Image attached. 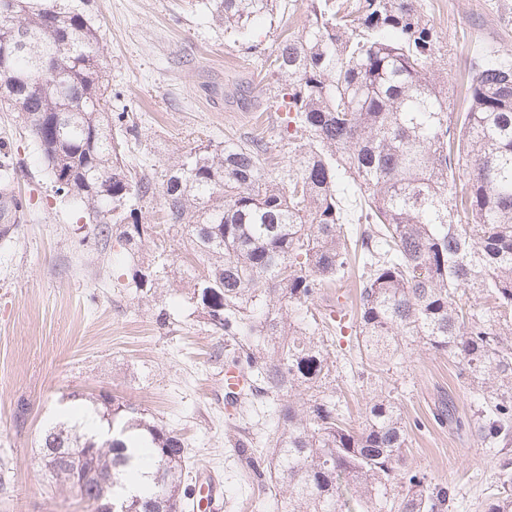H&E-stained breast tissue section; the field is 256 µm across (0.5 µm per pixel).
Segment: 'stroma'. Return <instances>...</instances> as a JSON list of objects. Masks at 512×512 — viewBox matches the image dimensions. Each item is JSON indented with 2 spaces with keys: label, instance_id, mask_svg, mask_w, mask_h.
Returning <instances> with one entry per match:
<instances>
[{
  "label": "stroma",
  "instance_id": "stroma-1",
  "mask_svg": "<svg viewBox=\"0 0 512 512\" xmlns=\"http://www.w3.org/2000/svg\"><path fill=\"white\" fill-rule=\"evenodd\" d=\"M310 0H277L248 36L214 22L207 0H91L103 33L112 111L131 128L125 162L161 172L194 147L263 136L268 169L280 172L291 150L279 108L287 78L269 56L309 19ZM437 37V66L455 107L467 58L512 46V0H418ZM0 146L17 169L10 185L24 219L0 239V512H85L75 488L46 476L38 441L65 410L82 414L89 397L130 401L185 439L191 470L222 483L223 512H275L245 485L234 444L253 423L224 399V342L188 303V269L199 262L181 239L158 240L160 195L144 198L139 247L94 235L88 210L55 195L24 124L0 108ZM160 259L168 275L152 295L130 284L134 262ZM356 280L325 286L316 302L330 324L323 340L336 363V399L361 424L377 395H391L408 427L409 467L455 492L452 512H484L497 492L500 460L468 429L440 422L453 403L462 420L476 405L456 359L423 347L390 369L354 348Z\"/></svg>",
  "mask_w": 512,
  "mask_h": 512
}]
</instances>
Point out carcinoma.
<instances>
[{
  "label": "carcinoma",
  "instance_id": "cac0c4a2",
  "mask_svg": "<svg viewBox=\"0 0 512 512\" xmlns=\"http://www.w3.org/2000/svg\"><path fill=\"white\" fill-rule=\"evenodd\" d=\"M274 2L208 0L240 34ZM310 2L308 24L269 56L300 132L284 175L272 178L260 138L192 148L163 170L159 234L186 237L203 265L188 300L224 338V362L253 378L232 401L269 403L263 451L235 447L277 512H448V485L404 463L407 425L391 397L373 399L358 428L339 417L314 303L359 257L358 350L374 365L415 346L458 359L477 394L469 425L486 447L512 450V47L473 59L466 107L452 112L416 0ZM89 3L0 10V105L22 114L55 193L90 211L97 236L117 230L135 247L138 203L155 183L128 168L112 132ZM100 178L112 195L98 194ZM160 280L153 263L132 268L141 292ZM91 411L97 427L59 419L40 436L42 448L82 449L56 482L104 473L126 512H185V441L109 394ZM136 459L150 471L131 491Z\"/></svg>",
  "mask_w": 512,
  "mask_h": 512
}]
</instances>
